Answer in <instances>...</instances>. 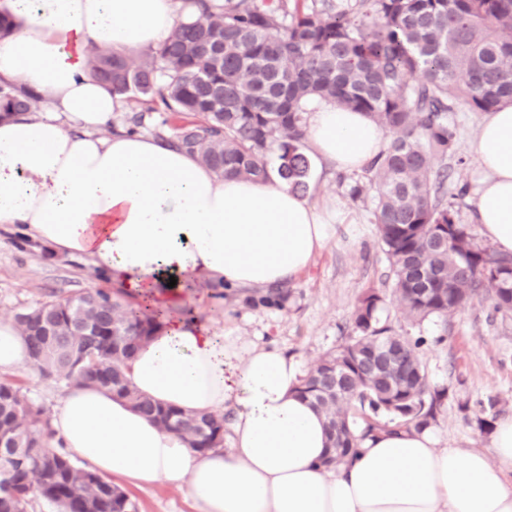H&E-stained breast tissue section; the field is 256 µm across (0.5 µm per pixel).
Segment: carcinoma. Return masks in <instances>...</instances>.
Returning <instances> with one entry per match:
<instances>
[{"label": "carcinoma", "instance_id": "obj_1", "mask_svg": "<svg viewBox=\"0 0 512 512\" xmlns=\"http://www.w3.org/2000/svg\"><path fill=\"white\" fill-rule=\"evenodd\" d=\"M193 18L140 57L94 47L90 73L112 95L149 99L168 118L156 137L192 154L217 175L267 180L276 173L304 191L311 169L304 123L320 101L364 113L390 135L366 168L375 193L379 241L389 288L413 322L446 318L477 298L512 313V256L475 242L459 218L467 194L448 193L458 157L449 122L512 101V0H184ZM40 95L0 84V119L30 112ZM288 289L258 299L282 308ZM373 288L353 312L355 335L320 358L296 393L325 414L326 466L347 462L358 431L420 430L435 418L445 390L431 389L418 343L377 318ZM158 314L108 289L58 297L15 315L31 365L70 387L108 390L143 416L206 453L223 446L224 416L164 406L132 389L124 370L157 329ZM78 348L79 361L71 356ZM489 430L499 400L479 402ZM50 420L22 390L0 382V512H28L37 499L59 512H134L118 485L48 448Z\"/></svg>", "mask_w": 512, "mask_h": 512}]
</instances>
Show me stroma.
I'll list each match as a JSON object with an SVG mask.
<instances>
[{"mask_svg": "<svg viewBox=\"0 0 512 512\" xmlns=\"http://www.w3.org/2000/svg\"><path fill=\"white\" fill-rule=\"evenodd\" d=\"M314 195L345 212L348 221L337 225L308 270L289 282L284 308L256 306L242 293L221 294L201 286L193 293L195 310L232 338L284 349L306 370L352 335L355 304L364 290L375 288L386 297L381 322L421 339L419 354L431 387L448 391L430 423L438 447L487 449L489 433L480 431L460 406L492 396L502 402L503 416H512V315L490 318L488 301L478 299L446 319H405L389 298V262L373 222V198L352 201L335 170L320 173ZM20 233L17 226L0 224V317H15L58 295L103 287L86 259L19 246ZM4 379L48 414L67 390L31 367ZM125 490L137 512H195L186 490L164 483L146 488L129 484Z\"/></svg>", "mask_w": 512, "mask_h": 512, "instance_id": "35a3bbf8", "label": "stroma"}]
</instances>
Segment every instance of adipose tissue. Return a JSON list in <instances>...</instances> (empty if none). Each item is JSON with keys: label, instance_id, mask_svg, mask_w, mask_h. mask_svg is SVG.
<instances>
[{"label": "adipose tissue", "instance_id": "1", "mask_svg": "<svg viewBox=\"0 0 512 512\" xmlns=\"http://www.w3.org/2000/svg\"><path fill=\"white\" fill-rule=\"evenodd\" d=\"M15 23L0 41V80L40 100L0 122V224L37 247L89 259L116 288L160 311L127 378L166 406L227 416L226 447L199 453L174 432L95 388L56 405L48 444L137 486L186 489L196 512H512V416L490 446L440 448L429 429L381 432L327 468L323 414L297 396L298 362L245 347L181 314L198 283L266 290L303 273L336 222L277 179L217 177L158 139L109 132L119 99L88 72L91 46L135 55L182 21L175 0H0ZM316 157L358 171L385 147L365 114L313 105ZM464 149L477 163L472 222L512 254V102L484 113ZM16 323L0 319V374L28 366Z\"/></svg>", "mask_w": 512, "mask_h": 512}]
</instances>
